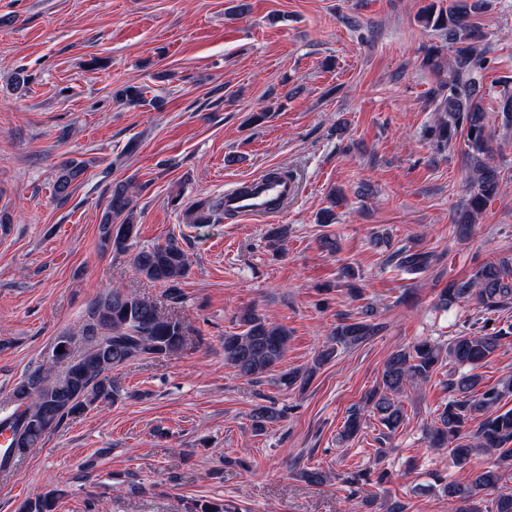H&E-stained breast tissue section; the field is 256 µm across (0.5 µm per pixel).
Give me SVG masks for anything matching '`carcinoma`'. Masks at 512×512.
Instances as JSON below:
<instances>
[{"mask_svg":"<svg viewBox=\"0 0 512 512\" xmlns=\"http://www.w3.org/2000/svg\"><path fill=\"white\" fill-rule=\"evenodd\" d=\"M473 6L467 0L443 7L431 5L419 17L425 28L441 33L448 41L453 58L443 64L438 51L428 49L423 64L440 77V87L431 96L429 106L437 117L426 126L423 139L434 154L448 153L458 138H463L471 163L470 197L457 211L458 234L466 235L468 224L492 199L501 185L499 168L492 163L493 139L482 108V87L475 73L484 68L487 58L478 49L480 29L471 21ZM496 116L505 128L512 127V87H504L497 98ZM79 164L66 162L54 185L55 195L66 198L73 182L81 175ZM190 224L218 221L215 205L199 200L186 211ZM124 216L121 223L114 219ZM101 244L123 253L137 235L134 206L123 184H115L100 222ZM391 260L406 274L428 271L434 254L404 244ZM137 273L168 290L170 302L183 303L179 284L188 275L189 260L179 242L171 239L163 245L142 248L132 258ZM473 302L486 314L477 332L461 330L440 342L423 337L412 345L394 351L386 360L381 381L369 391L363 405L350 411L340 432L343 442L353 440L361 431L365 412H370L389 432L397 431L406 420L401 401L408 386L429 381L443 364L453 366L448 378V403L437 415L429 433L434 448H450L456 464L471 465L473 457L488 459L472 469L464 483L443 486L455 512H512V409L501 411L500 404L512 397L509 376L485 389L475 373L477 366L493 355L512 336V324L497 326L492 314L512 304V258L485 262L465 279L448 283L439 295L437 306L448 312L455 305ZM370 305L360 307L359 317L334 327V345L316 359L320 365L331 360L336 348L361 345L382 330V324ZM239 333L224 336V366L244 378L266 377L281 364L290 336L284 326L274 325L252 310L238 317ZM191 341L189 329L180 316L163 311L156 303L113 288L93 302L87 318L72 333L57 338L46 366L20 380L0 403V429L12 434L8 454L0 458V472L21 461L68 419L83 414L97 402L115 398L112 370L145 356L169 357ZM64 347L59 353L57 349ZM313 370L278 372L279 384L290 389L305 386ZM252 427L262 432L280 419L273 406L260 405L252 410ZM57 496L53 491L40 494L22 505V512H55ZM485 503V509L478 504Z\"/></svg>","mask_w":512,"mask_h":512,"instance_id":"carcinoma-1","label":"carcinoma"}]
</instances>
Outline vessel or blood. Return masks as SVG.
I'll use <instances>...</instances> for the list:
<instances>
[{
  "instance_id": "obj_1",
  "label": "vessel or blood",
  "mask_w": 512,
  "mask_h": 512,
  "mask_svg": "<svg viewBox=\"0 0 512 512\" xmlns=\"http://www.w3.org/2000/svg\"><path fill=\"white\" fill-rule=\"evenodd\" d=\"M298 194L296 183L256 177L249 191L233 187L224 192V209L240 217H257L272 222L280 218Z\"/></svg>"
}]
</instances>
